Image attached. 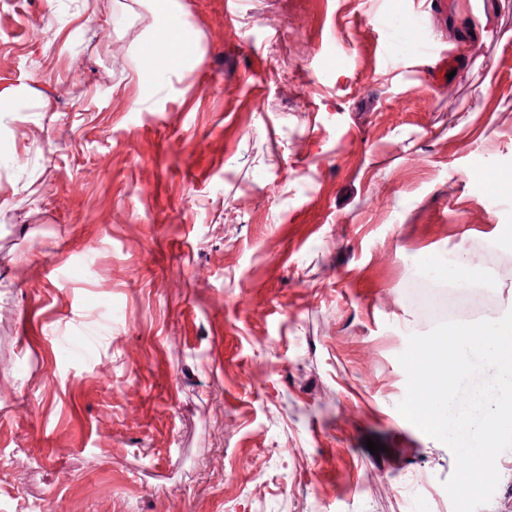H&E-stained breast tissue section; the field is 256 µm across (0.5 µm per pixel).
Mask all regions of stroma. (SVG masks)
I'll list each match as a JSON object with an SVG mask.
<instances>
[{
    "instance_id": "1",
    "label": "stroma",
    "mask_w": 512,
    "mask_h": 512,
    "mask_svg": "<svg viewBox=\"0 0 512 512\" xmlns=\"http://www.w3.org/2000/svg\"><path fill=\"white\" fill-rule=\"evenodd\" d=\"M172 11L146 76L148 0H0V512H453L404 287L512 310V0ZM409 13L448 73L385 60ZM194 53L192 42L184 35L177 45V50H168L160 59V63L150 62L155 70H173L183 65V62Z\"/></svg>"
}]
</instances>
